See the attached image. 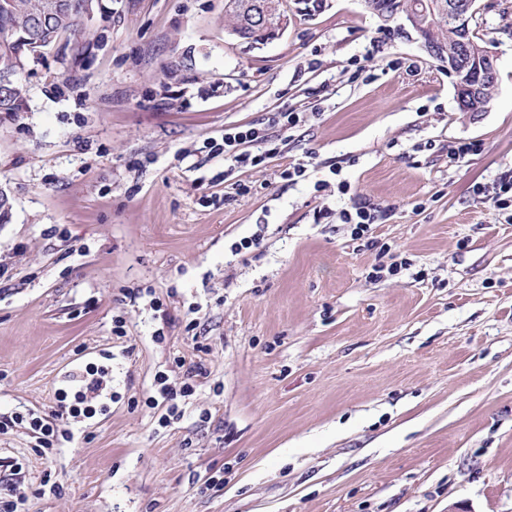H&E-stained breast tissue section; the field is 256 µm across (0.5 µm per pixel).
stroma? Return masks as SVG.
I'll return each mask as SVG.
<instances>
[{"label": "stroma", "instance_id": "obj_1", "mask_svg": "<svg viewBox=\"0 0 512 512\" xmlns=\"http://www.w3.org/2000/svg\"><path fill=\"white\" fill-rule=\"evenodd\" d=\"M102 3L83 54L63 37L0 112V420L55 430L44 455L0 429L21 512H512V223L480 193L512 166V0H477L487 112L363 0H283L254 48L224 0ZM274 112L301 121L264 166L209 155ZM354 197L385 211L372 246L335 217ZM179 359L209 374L163 425L147 402ZM101 366L102 410L56 418ZM15 420L16 421H14L13 419H11V421H9V420L1 421V426L8 427V425L11 424V422L22 424L25 421L28 423L30 430L42 435V436H35L37 438V443H38L36 445V447H41V448H46V449L53 447V442L49 438L53 434V428L50 427V424L45 423L44 422L45 420L43 418L31 417V418H29V420H27V419L24 420L23 416H16Z\"/></svg>", "mask_w": 512, "mask_h": 512}]
</instances>
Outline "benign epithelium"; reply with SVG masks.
Masks as SVG:
<instances>
[{"instance_id": "1", "label": "benign epithelium", "mask_w": 512, "mask_h": 512, "mask_svg": "<svg viewBox=\"0 0 512 512\" xmlns=\"http://www.w3.org/2000/svg\"><path fill=\"white\" fill-rule=\"evenodd\" d=\"M231 7L248 20L249 26L234 25L228 32L250 48L279 38L286 29V20L277 16L276 0H235ZM470 7L469 0H423L419 7L412 9L405 6L403 0H397L392 10L380 17L391 19L403 14L407 24L421 35L423 47L431 55H443L431 40L436 27L446 22L455 29L459 38L455 50L448 53V72L458 76L455 84L457 107L461 112H488L493 102L490 81L496 71L495 56L467 39ZM73 9L71 0H40L39 14L44 18L65 20ZM12 35L17 49L6 51L5 65L0 69V100L23 108L25 102L13 98L14 78L24 73L29 62L55 45V41L34 35L28 20L15 23Z\"/></svg>"}]
</instances>
